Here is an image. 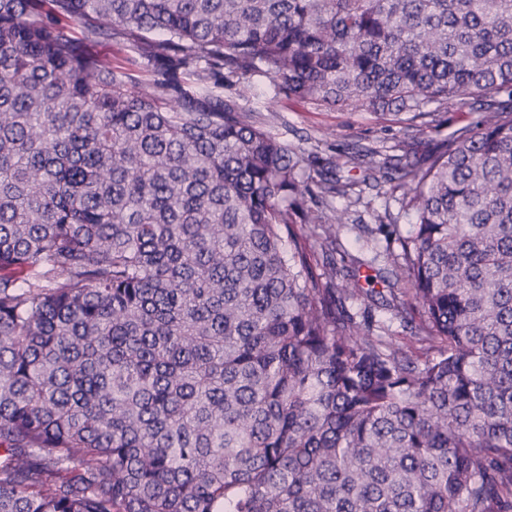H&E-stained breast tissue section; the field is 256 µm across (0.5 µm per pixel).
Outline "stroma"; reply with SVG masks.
Here are the masks:
<instances>
[{"instance_id": "35a3bbf8", "label": "stroma", "mask_w": 512, "mask_h": 512, "mask_svg": "<svg viewBox=\"0 0 512 512\" xmlns=\"http://www.w3.org/2000/svg\"><path fill=\"white\" fill-rule=\"evenodd\" d=\"M254 113L256 120L285 144L317 147L319 157L324 159L365 149L382 156L393 155L401 145L421 153L440 143L449 132L468 127L479 117L471 105L458 102L447 111L436 113L432 122L417 126L404 112L334 110L301 99L275 101L262 112ZM401 196V189L391 183L378 188L362 186L359 202L349 209L348 221L367 226L369 245L360 247L355 232L342 235L350 253L372 261L374 269L383 275L388 272L391 255L399 253L400 248L379 230L377 216L386 210L397 214L400 233H408L412 225L408 217L399 213Z\"/></svg>"}]
</instances>
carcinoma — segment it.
Returning a JSON list of instances; mask_svg holds the SVG:
<instances>
[{"label":"carcinoma","instance_id":"carcinoma-1","mask_svg":"<svg viewBox=\"0 0 512 512\" xmlns=\"http://www.w3.org/2000/svg\"><path fill=\"white\" fill-rule=\"evenodd\" d=\"M258 78L482 115L317 179ZM346 168L413 216L386 295ZM0 512H512V0H0Z\"/></svg>","mask_w":512,"mask_h":512}]
</instances>
